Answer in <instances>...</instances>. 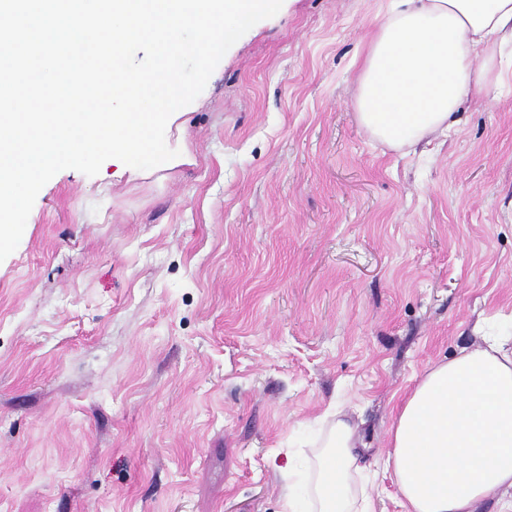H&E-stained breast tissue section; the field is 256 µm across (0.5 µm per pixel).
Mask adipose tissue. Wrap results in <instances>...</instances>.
<instances>
[{
  "mask_svg": "<svg viewBox=\"0 0 512 512\" xmlns=\"http://www.w3.org/2000/svg\"><path fill=\"white\" fill-rule=\"evenodd\" d=\"M512 46V0H390L362 61L360 124L395 149L447 132L471 95L501 89L477 53ZM358 428L337 410L315 462L298 476L284 512H373L359 483ZM385 466L406 512H512V342L483 337L429 370L403 399Z\"/></svg>",
  "mask_w": 512,
  "mask_h": 512,
  "instance_id": "adipose-tissue-1",
  "label": "adipose tissue"
}]
</instances>
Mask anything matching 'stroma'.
Segmentation results:
<instances>
[{"label": "stroma", "instance_id": "stroma-1", "mask_svg": "<svg viewBox=\"0 0 512 512\" xmlns=\"http://www.w3.org/2000/svg\"><path fill=\"white\" fill-rule=\"evenodd\" d=\"M386 0H283L170 118L178 157L40 190L0 262V512H282L343 407L375 512L401 400L512 313V91L394 151Z\"/></svg>", "mask_w": 512, "mask_h": 512}]
</instances>
